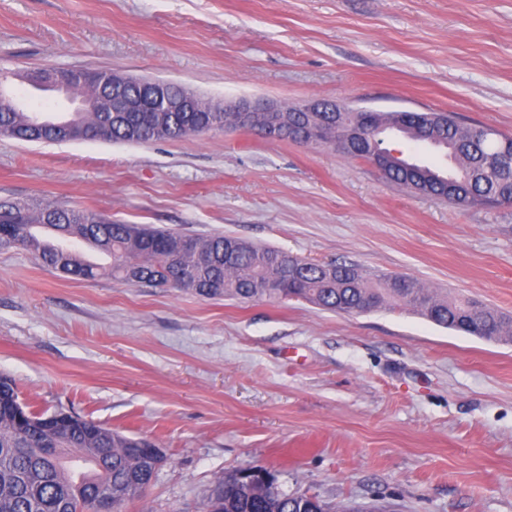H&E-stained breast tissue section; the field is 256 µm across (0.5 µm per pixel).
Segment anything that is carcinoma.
<instances>
[{
    "mask_svg": "<svg viewBox=\"0 0 512 512\" xmlns=\"http://www.w3.org/2000/svg\"><path fill=\"white\" fill-rule=\"evenodd\" d=\"M121 91L134 98L141 89L75 83L67 94L78 102L68 124L84 126L95 138L128 144L198 135L201 118L207 131L239 128L240 114L213 112L198 100L200 112H136L112 115L100 125L97 109ZM280 122L308 133L294 139L310 149L332 147L350 159L370 163L387 181L412 192L457 205L512 207V136L487 133V125H462L447 112H281ZM31 113L19 108L0 112V127L22 141L48 133L33 127ZM390 132L428 144L452 160L451 173L410 165L374 142ZM186 241L179 262L172 247ZM94 246L112 259L108 267L85 259L70 247ZM0 248L34 253L41 263L75 280L92 281L103 270L133 286L174 288L207 299L241 301L300 299L323 310L362 314L405 309L444 326L488 340L512 341V316L475 297L441 295L403 275L370 276L354 264H325L285 250L260 247L231 235L195 238L175 230L114 221L100 211L58 202H0ZM151 445L87 417L55 429L39 426L36 412L20 402L14 381L0 375V512H93L103 481L121 505L141 497L152 475ZM208 512H326L316 498L288 494L273 484H253L233 471L217 480Z\"/></svg>",
    "mask_w": 512,
    "mask_h": 512,
    "instance_id": "1",
    "label": "carcinoma"
}]
</instances>
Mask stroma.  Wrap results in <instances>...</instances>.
I'll list each match as a JSON object with an SVG mask.
<instances>
[{"label": "stroma", "mask_w": 512, "mask_h": 512, "mask_svg": "<svg viewBox=\"0 0 512 512\" xmlns=\"http://www.w3.org/2000/svg\"><path fill=\"white\" fill-rule=\"evenodd\" d=\"M111 70L206 100L454 113L512 135V0H0V70ZM227 234L403 274L512 314V207L403 190L333 149L243 131L150 144L0 136V201ZM34 409L156 440L124 512H204L264 468L328 507L512 512V343L401 310L92 282L0 248V374Z\"/></svg>", "instance_id": "stroma-1"}]
</instances>
